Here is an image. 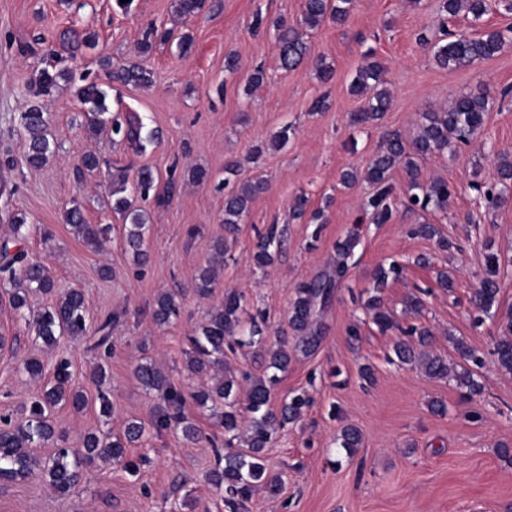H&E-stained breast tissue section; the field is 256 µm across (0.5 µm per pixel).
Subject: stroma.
Returning <instances> with one entry per match:
<instances>
[{
  "mask_svg": "<svg viewBox=\"0 0 512 512\" xmlns=\"http://www.w3.org/2000/svg\"><path fill=\"white\" fill-rule=\"evenodd\" d=\"M176 0H132L128 11L115 0H0V240L11 237L14 216L24 217L20 246L30 259L49 267L57 290L86 295L92 321L117 313L113 351L107 360L88 351L85 341L61 339L46 346L36 339L8 300L0 299V334L14 338L0 350V413L27 415L40 381L22 365L28 358L53 370L67 359L73 379L95 394L91 375L104 364L112 412L98 406L77 412L58 407L56 425L78 449L91 432H120L132 418L150 420L159 403L144 390L133 370L148 357L162 364L172 383L184 392L199 378L185 368L188 336L194 335L207 311L229 290L242 292L247 312L268 316L266 341L285 327L297 285L330 271L336 246L347 238L358 243L347 260L346 275L324 309V337L311 354L295 353L287 372L272 391L273 406L292 392L307 391L312 404L288 423L264 455L282 473L279 494L258 490L244 512H512V374L501 372L494 341L503 322L512 319V198L494 209L477 201L475 184L498 179V159L512 158V41L493 58L463 68H444L422 49L420 34H434L440 0H355L345 24L332 22L309 30L313 55L334 70L321 82L312 65L283 70L272 22L298 23L303 0H206L203 11L177 15ZM262 26H255L256 17ZM170 29L167 42L148 53L138 46L145 28ZM96 33L98 45L77 50L70 80L60 81L43 102L48 131L56 147L49 163L28 169L23 159L24 131L19 116L28 104L27 87L53 53L62 52V33ZM374 52L386 68L392 103L378 124L351 120L363 102L348 84ZM238 68H224L227 55ZM113 65L136 62L153 73L150 87L112 82L101 58ZM263 80L252 85L255 69ZM109 94L112 109L139 115L151 138L145 152H135L120 137L93 135L83 125L74 87L82 79ZM484 93L490 105L484 126L470 145L420 159L424 177L440 175L454 186L447 211L423 212L405 207L407 186L401 170L391 175L393 213L384 224L373 221L369 200L376 188L366 181L346 186L343 171L365 168L379 150L382 135L398 131L413 136L421 113L449 106L467 92ZM328 108L312 111L319 97ZM288 129L287 143L272 147L274 135ZM96 155L98 168L78 178L84 155ZM237 161L245 175L266 181L267 188L251 208L224 258L210 297L194 285L207 266L216 239L224 235V167ZM150 167L158 175L156 191L170 194L168 204L145 202L148 231L144 265H136L122 221L112 209V177ZM208 177L197 183L191 171ZM321 222L296 219L291 206L298 195ZM79 207L87 223L111 230L99 248L71 233L65 213ZM285 229L287 242L272 265L254 262L259 233L270 224ZM417 224H432L438 238L412 234ZM497 254L499 294L490 312L480 310L472 293L486 270L488 254ZM397 261L401 276L382 293L384 307L401 327L428 328L431 348L458 362L455 340L474 352L473 368L480 394L462 397L455 382L428 377L419 367L392 361L400 330L380 332L365 308L379 266ZM447 274L450 285L437 284ZM183 293L178 320L157 324L152 306L161 292ZM425 290L419 316L406 314L408 294ZM359 328L352 337L351 328ZM371 366L372 380L360 369ZM446 411L433 413L432 402ZM182 412L204 436L185 440L168 429L132 447L135 472L100 467L90 472L75 493L60 495L38 475L0 488V512H226L224 499L206 483L215 459L206 436L218 428L209 412L185 401ZM356 427L361 444L340 445L345 426Z\"/></svg>",
  "mask_w": 512,
  "mask_h": 512,
  "instance_id": "obj_1",
  "label": "stroma"
}]
</instances>
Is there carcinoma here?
Masks as SVG:
<instances>
[{"label": "carcinoma", "mask_w": 512, "mask_h": 512, "mask_svg": "<svg viewBox=\"0 0 512 512\" xmlns=\"http://www.w3.org/2000/svg\"><path fill=\"white\" fill-rule=\"evenodd\" d=\"M354 0H304L300 27L280 18L275 21L276 45L281 67L288 71L298 68L309 56V46L302 37L301 29L321 26L327 21L341 24L351 13ZM488 11L487 0H442L437 29L440 38L431 43L426 36L419 37V45L432 48L433 58L442 67L460 68L493 57L506 44V35L500 29H491L478 37L448 30V22L460 14L477 20ZM114 80L124 84L147 87L153 82L152 71L139 64L121 65L112 71ZM69 78L68 71L47 63L39 69L28 87L31 101L21 113L24 130V161L30 169L44 167L55 149V142L48 138V121L39 98L52 95L58 81ZM352 95L365 99L362 109L355 114L354 122L374 124L379 121L392 103L390 91L384 79V67L371 54L366 55L365 64L355 72L349 83ZM76 97L84 106V121L88 132L97 134L108 128L115 135H123L131 144L142 146V124L139 119L129 117L121 122L109 116L107 93L94 81H86L76 89ZM489 111V102L481 92L462 93L446 109L421 114L414 137L405 139L398 132L385 136L384 149L364 169L348 170L342 174V182L352 183L363 178L377 187L370 200L378 223L383 224L391 217L389 196L391 188L388 179L391 170L403 164L406 185L410 196L408 204L423 210L448 209V201L454 194V187L444 178L422 180L415 157L443 154L460 145H468L478 135ZM225 172L239 177L230 194L224 199V230L230 235L239 231L248 214L250 204L266 189L264 181L241 176V167L230 162ZM499 182L483 183L477 186L479 196L487 205L497 207L507 199L506 193L512 183V162L505 159L498 168ZM156 176L152 169L141 168L132 186L128 178L119 173L112 184V195L116 196L114 210L120 214L125 229L128 247L141 262L145 256L143 245L148 230L144 211L132 206L124 193L127 190L143 200L151 196ZM66 223L72 233L91 245L101 244V237L109 230L107 226L86 223L81 209L77 206L66 213ZM284 231L271 227L257 244L254 261L257 267L271 264L274 256L281 253ZM354 244L345 242L337 247L336 264L329 273L321 274L297 286L296 297L289 312L288 325L293 336L282 334L276 343L268 347L263 342L266 314L259 310L244 321L243 295L231 290L224 293V302L211 309L204 323L196 333L188 337L185 367L192 376L204 374L224 361V345L233 341L237 344L260 346L257 356L266 368L284 372L296 350L305 353L315 351L321 343V326L316 320V307L327 302L331 287L346 273L345 259L352 252ZM228 253L227 240L214 244L212 263L204 268L195 283V293L206 297L216 284V267ZM499 269V258L492 254L487 259V277L482 287L476 289L475 297L484 312H489L497 302L498 289L494 277ZM402 267L393 262L387 268H380L374 278V290L385 287L389 278H396ZM0 274L9 278L10 288L5 290L9 302L16 310L28 306V294L40 292L55 296L54 301L33 316L32 326L42 342L51 346L58 338L68 336L82 338L90 330L87 321L85 297L82 292L72 289L56 293L49 268L41 262L28 260L21 249L13 252L9 241L0 243ZM371 319L383 331L399 330L400 324L383 307L378 295L371 296L366 304ZM181 313L180 294L165 291L158 295L153 308V319L158 324H168ZM407 334L417 336V343L401 342L394 348L396 358L406 364H414L432 378L453 377L466 395L480 392V385L472 370L464 365L448 364V359L430 349L431 333L426 328L411 327ZM497 367L504 373H512V319L501 325L495 343ZM134 375L147 391L161 393L165 407L154 418L145 423L138 419L127 421L120 433L110 431L90 433L85 436L83 448L73 451L59 448L52 458L45 460L39 449L56 437V427L51 414L58 406L70 405L75 411H82L89 403L83 389L73 385L70 364L66 360L57 363L53 378L44 385L41 395L31 403L29 416L21 421L3 418L0 425V482H16L26 479L34 470H39L48 484L61 495L74 493L82 484L89 469L113 462L131 472L134 464L126 460L128 448L146 439L151 431L166 429L179 430L186 440H206L217 457V465L206 476V482L224 493V503L230 512H239L244 502L252 498L260 485L270 491L277 488V477L268 472L265 448L273 444L277 434L286 425L296 420L302 410L309 407L310 398L299 393L283 402L280 411L270 408L271 390L276 376L265 378L251 374L241 375L244 387L232 376H212L210 384L195 388L189 397L195 405L210 412L224 429L223 446H218V437L203 438L199 429L187 421L181 413L184 395L174 388L164 370L152 359L136 365Z\"/></svg>", "instance_id": "1"}]
</instances>
